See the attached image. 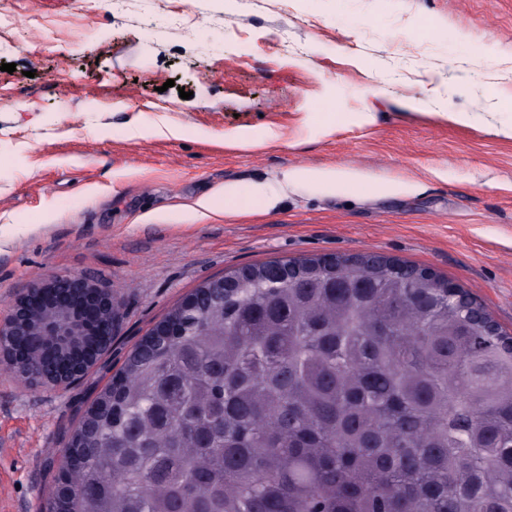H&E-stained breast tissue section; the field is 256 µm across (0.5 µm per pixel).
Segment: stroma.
Segmentation results:
<instances>
[{
  "instance_id": "1",
  "label": "stroma",
  "mask_w": 512,
  "mask_h": 512,
  "mask_svg": "<svg viewBox=\"0 0 512 512\" xmlns=\"http://www.w3.org/2000/svg\"><path fill=\"white\" fill-rule=\"evenodd\" d=\"M0 7L13 16L0 28V317L59 274L121 302L111 351L77 384L33 387L0 365V512H48L85 409L149 329L224 272L377 253L458 285L512 334V139L491 100H512V78L498 79L512 70V0ZM437 94L476 123L403 106ZM326 112L340 116L334 131ZM141 113L181 137L131 134ZM268 128L282 136L262 150L211 142ZM298 169L353 182L285 183ZM256 183L269 190L256 214L227 213L225 188Z\"/></svg>"
}]
</instances>
